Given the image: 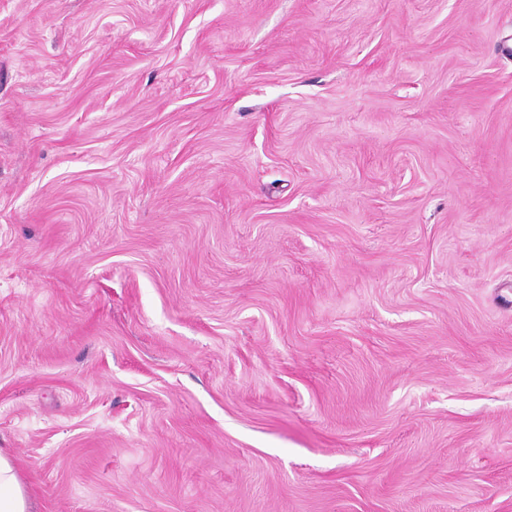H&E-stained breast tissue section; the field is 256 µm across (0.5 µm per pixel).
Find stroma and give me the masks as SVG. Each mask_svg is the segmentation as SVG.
Instances as JSON below:
<instances>
[{
	"label": "stroma",
	"mask_w": 512,
	"mask_h": 512,
	"mask_svg": "<svg viewBox=\"0 0 512 512\" xmlns=\"http://www.w3.org/2000/svg\"><path fill=\"white\" fill-rule=\"evenodd\" d=\"M0 451L32 512H512V0H0Z\"/></svg>",
	"instance_id": "1"
}]
</instances>
